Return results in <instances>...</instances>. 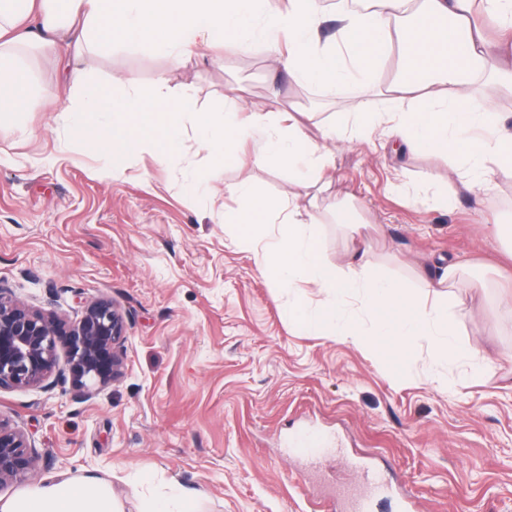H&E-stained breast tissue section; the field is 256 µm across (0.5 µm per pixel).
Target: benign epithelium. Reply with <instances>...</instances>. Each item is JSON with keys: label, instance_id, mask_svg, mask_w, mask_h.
Returning <instances> with one entry per match:
<instances>
[{"label": "benign epithelium", "instance_id": "7a95c632", "mask_svg": "<svg viewBox=\"0 0 512 512\" xmlns=\"http://www.w3.org/2000/svg\"><path fill=\"white\" fill-rule=\"evenodd\" d=\"M125 320L115 305L99 299L69 321L53 310L35 309L0 287V391L48 389L56 370L57 344L67 349L66 372L73 386L90 392L119 377ZM36 453L24 430L0 419V484L25 476Z\"/></svg>", "mask_w": 512, "mask_h": 512}]
</instances>
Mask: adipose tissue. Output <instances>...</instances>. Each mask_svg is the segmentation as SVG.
Segmentation results:
<instances>
[{
  "instance_id": "1",
  "label": "adipose tissue",
  "mask_w": 512,
  "mask_h": 512,
  "mask_svg": "<svg viewBox=\"0 0 512 512\" xmlns=\"http://www.w3.org/2000/svg\"><path fill=\"white\" fill-rule=\"evenodd\" d=\"M269 0H0V127L21 124L31 110L30 89L13 51L37 46L68 59V80L83 91L75 126L114 114L112 149L118 166L148 152L164 161L180 154L185 123L204 148L228 163L252 142L251 161L288 169H318L332 160L336 125L310 137L290 113L241 116L226 96L222 115L198 112L166 77L141 91L121 81L89 82L83 62L101 45L135 44L172 64L216 48H263L271 61L269 85L280 75L298 85L338 95L353 82H371L384 105L357 104L354 138L370 139L381 126L410 154L446 157L450 173L474 205L503 174L512 175V116L495 111L492 98L512 95V0H337L336 32L321 35L325 14L318 0H288L274 11ZM313 179L299 182L287 200H274L248 182L228 186L239 209L225 212L241 247L254 251L259 273L273 285L302 281L321 288L325 300L310 307L295 297L286 308L298 331H324L365 343L393 360L396 382L406 377L405 356L428 344L434 356L469 361L480 373L485 360L448 324L447 305L432 308L375 273L364 247L346 263L323 254L314 229L319 215L305 200ZM279 232H272L273 220ZM357 303L359 314L347 313ZM372 325H365V317ZM0 512H120L111 487L95 479L61 478L32 485Z\"/></svg>"
}]
</instances>
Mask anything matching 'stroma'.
Wrapping results in <instances>:
<instances>
[{
    "label": "stroma",
    "instance_id": "obj_1",
    "mask_svg": "<svg viewBox=\"0 0 512 512\" xmlns=\"http://www.w3.org/2000/svg\"><path fill=\"white\" fill-rule=\"evenodd\" d=\"M19 65L33 107L23 125L0 132V286L71 320L108 299L126 333L121 376L90 395L67 379L47 391L0 392V418L21 425L38 456L24 480L0 485L1 499L65 475L111 483L124 512H145L150 490L171 485L198 512H315L329 500L343 510L363 491L370 512H404L406 493L418 512H512V281L500 272L512 248L503 232L512 225V177L500 176L482 209L458 195L440 211L424 199L440 185L456 192L446 159L398 157L378 133L335 143L320 176L329 188L317 195L324 254L342 263L353 246L351 225L328 210L350 200L369 207L376 272L420 302L439 301L420 282L423 269L443 257L463 262L448 320L492 361L474 377L467 362L421 346L398 383L369 345L296 331L289 300L302 293L315 305L324 293L274 287L225 224V208L239 205L226 185L247 180L284 198L294 188L287 170L216 164L190 128L174 159L141 153L109 168L97 144L112 132L111 115L95 135L79 136L68 114L79 92L46 96L57 59L33 51ZM89 67L98 82L118 77L142 91L166 75L204 112L223 111L240 86L243 110L275 116L294 107L312 133L352 127L357 102L373 97L363 84L332 98L288 83L272 97L259 48L175 66L126 45L103 49ZM189 168L207 181L188 183ZM443 377L452 392L441 391ZM304 434L328 446L312 465L291 448ZM370 470L384 475L383 487L366 490ZM137 474L150 486L134 482Z\"/></svg>",
    "mask_w": 512,
    "mask_h": 512
}]
</instances>
